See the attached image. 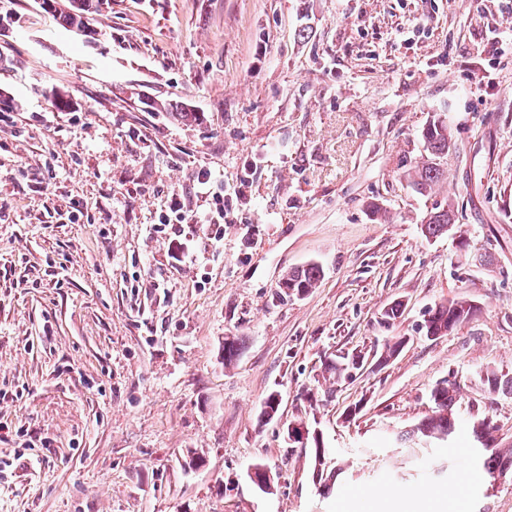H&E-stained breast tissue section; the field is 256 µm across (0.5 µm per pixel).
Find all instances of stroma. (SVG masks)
Listing matches in <instances>:
<instances>
[{
    "label": "stroma",
    "instance_id": "35a3bbf8",
    "mask_svg": "<svg viewBox=\"0 0 512 512\" xmlns=\"http://www.w3.org/2000/svg\"><path fill=\"white\" fill-rule=\"evenodd\" d=\"M89 23L0 0V512H399L403 493L410 512H512V476L467 466L469 432L398 440L453 380L461 419L512 445V397L480 378L512 371V0H103ZM437 118L447 177L420 195L403 171ZM175 193L197 217L178 236L159 222ZM447 201L454 231L425 238ZM309 263L316 288L280 299ZM458 297L475 316L427 338L425 311ZM347 352L362 368L329 379ZM285 433L289 443L295 444L296 448H302L305 453H307V451L309 452V454L314 459L315 470L317 464V457L319 455L318 448H321L320 442L317 439L312 438L308 447L304 448L307 446L309 442L311 428H309L308 425L303 422L291 423L286 427Z\"/></svg>",
    "mask_w": 512,
    "mask_h": 512
}]
</instances>
